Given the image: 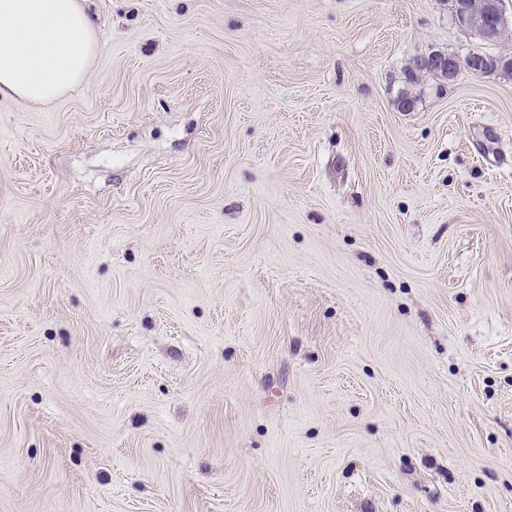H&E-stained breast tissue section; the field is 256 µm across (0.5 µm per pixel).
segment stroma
Returning <instances> with one entry per match:
<instances>
[{
    "instance_id": "obj_1",
    "label": "stroma",
    "mask_w": 512,
    "mask_h": 512,
    "mask_svg": "<svg viewBox=\"0 0 512 512\" xmlns=\"http://www.w3.org/2000/svg\"><path fill=\"white\" fill-rule=\"evenodd\" d=\"M87 6L0 99V512H512V75L405 79L512 28Z\"/></svg>"
}]
</instances>
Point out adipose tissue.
<instances>
[{
	"label": "adipose tissue",
	"mask_w": 512,
	"mask_h": 512,
	"mask_svg": "<svg viewBox=\"0 0 512 512\" xmlns=\"http://www.w3.org/2000/svg\"><path fill=\"white\" fill-rule=\"evenodd\" d=\"M98 42L85 0H0V98L54 103L86 78Z\"/></svg>",
	"instance_id": "adipose-tissue-1"
}]
</instances>
